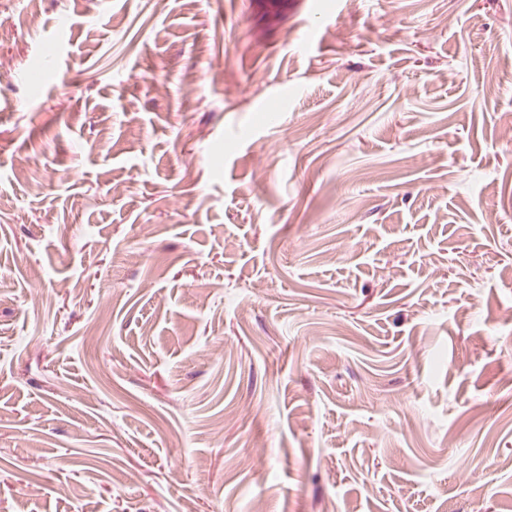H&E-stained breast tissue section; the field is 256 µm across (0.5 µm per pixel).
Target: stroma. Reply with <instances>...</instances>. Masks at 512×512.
I'll return each instance as SVG.
<instances>
[{
    "mask_svg": "<svg viewBox=\"0 0 512 512\" xmlns=\"http://www.w3.org/2000/svg\"><path fill=\"white\" fill-rule=\"evenodd\" d=\"M0 512H512V0H0Z\"/></svg>",
    "mask_w": 512,
    "mask_h": 512,
    "instance_id": "1",
    "label": "stroma"
}]
</instances>
